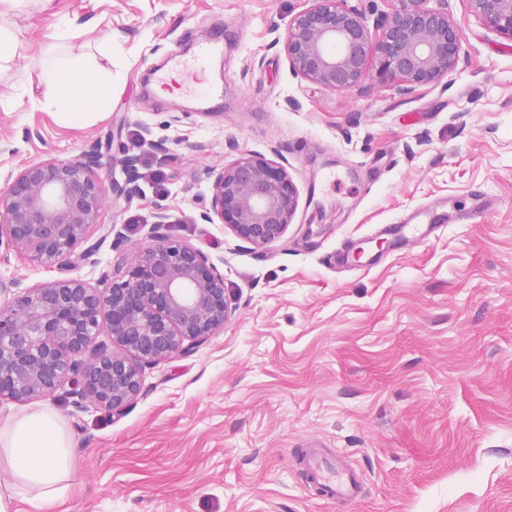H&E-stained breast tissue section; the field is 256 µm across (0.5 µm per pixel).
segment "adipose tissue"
<instances>
[{
  "mask_svg": "<svg viewBox=\"0 0 512 512\" xmlns=\"http://www.w3.org/2000/svg\"><path fill=\"white\" fill-rule=\"evenodd\" d=\"M44 105L72 120L107 111L112 75L82 56L68 55L43 64ZM73 469L72 437L60 415L43 405L0 425V512H12L23 498L47 512L69 491Z\"/></svg>",
  "mask_w": 512,
  "mask_h": 512,
  "instance_id": "1",
  "label": "adipose tissue"
}]
</instances>
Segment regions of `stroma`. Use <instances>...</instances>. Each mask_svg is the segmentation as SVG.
Segmentation results:
<instances>
[{
  "label": "stroma",
  "instance_id": "1",
  "mask_svg": "<svg viewBox=\"0 0 512 512\" xmlns=\"http://www.w3.org/2000/svg\"><path fill=\"white\" fill-rule=\"evenodd\" d=\"M309 5L20 0L6 12L20 46L0 72V188L89 150L107 181L122 149L140 152L144 178L91 228L93 260L42 266L1 249L0 279L97 284L121 266L117 238L146 241L160 204L233 307L219 333L145 366L122 412L51 400L77 448L52 512H512V41L446 0L464 35L455 71L407 95L368 76L339 92L295 75L276 41ZM205 32L223 41L221 98L148 96L154 71ZM44 54L111 68L109 111L45 110ZM144 125L172 164L141 152ZM241 151L285 163L298 190L286 233L262 248L198 218L210 169ZM477 190L490 205L459 220ZM426 209L434 234L381 250V227ZM347 240L378 263L336 266ZM309 441L362 470L355 505L320 498L299 464Z\"/></svg>",
  "mask_w": 512,
  "mask_h": 512
}]
</instances>
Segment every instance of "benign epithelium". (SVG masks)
I'll return each mask as SVG.
<instances>
[{"label":"benign epithelium","mask_w":512,"mask_h":512,"mask_svg":"<svg viewBox=\"0 0 512 512\" xmlns=\"http://www.w3.org/2000/svg\"><path fill=\"white\" fill-rule=\"evenodd\" d=\"M488 29L512 41V0H468ZM390 11L370 30L347 0H312L288 22L283 48L292 71L335 91L359 86L368 66L375 87L410 94L457 68L463 32L445 0H388ZM155 162L171 154L141 128ZM124 182L105 185L96 156L48 159L7 178L0 189V247L40 265H58L87 241L112 195L142 179L140 157L119 160ZM205 223L230 227L262 248L280 239L296 214L297 188L287 166L243 152L210 172ZM171 215L155 208L148 241L129 246L124 274L92 286L59 278L29 287L0 280V401L69 394L118 413L140 392L142 367L191 350L230 316L224 275L201 250L166 233ZM108 340L100 341L101 335Z\"/></svg>","instance_id":"obj_1"}]
</instances>
